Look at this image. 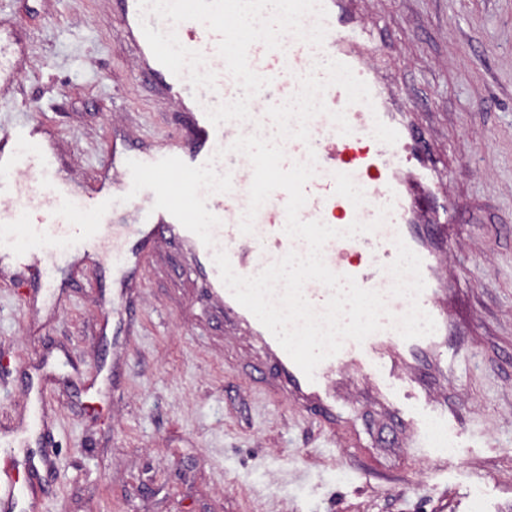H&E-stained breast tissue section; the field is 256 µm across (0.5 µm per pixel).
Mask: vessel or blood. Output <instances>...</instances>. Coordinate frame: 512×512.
Here are the masks:
<instances>
[{
    "mask_svg": "<svg viewBox=\"0 0 512 512\" xmlns=\"http://www.w3.org/2000/svg\"><path fill=\"white\" fill-rule=\"evenodd\" d=\"M327 11L324 21L326 36L322 45L308 44L295 36L283 39L278 50L267 49L257 42L248 50L252 70L269 77L267 93L253 97L247 122L227 121L213 125L207 109L240 96L241 90L228 73L217 47L220 37L198 21L178 25L155 15H142L138 0H114L116 11L132 33H141L142 22L155 29L175 30L180 42L188 49L201 52L208 71L216 75L215 89L194 88L187 77L175 76L162 64H155L154 75L168 82L179 107L188 111L189 135L175 148H161L137 154V161L153 163L174 156L191 166L213 163L215 169L229 172L232 189L227 193L206 194V204L220 220L212 230L213 246H206L197 235L184 228L166 211L155 209V195L144 190L132 193V176L127 166L128 156L113 153L112 179L94 206L106 213L117 206L121 197L134 194V221L116 224L111 236H104L100 225L87 223L85 207L77 203L59 182L60 168L54 154L42 147L37 128L23 122L0 131V258L25 264L34 270L41 287H51L55 273L69 256L70 249L105 251L112 257V273L120 283H127L128 272L139 264V254L156 249L168 237L180 238L194 251L202 254L206 275L218 286L226 307L243 316L245 322L257 329L265 346L266 356L278 372V389L301 408L322 410L335 417L345 385L360 379L371 381L387 410L397 417L404 429V447L417 456L432 458L437 450L430 440V428L447 425L448 406L431 393L413 386L406 371L417 354H427L431 363L448 361V317L436 301L431 286L432 271L442 262V248L420 244L412 218L401 191L400 174L408 162L401 144L387 145L373 136L375 121L392 124L381 91L375 82L370 65L372 55L371 31L363 24L345 19L339 11L338 0H321ZM334 59L351 67L354 74L367 83L371 104L348 103L343 88L331 86L323 94L327 113L315 116L309 123L310 140L283 141L285 165L305 161L308 152H315L314 175L304 190L307 202L300 211L304 221H328L331 214L341 213L344 225L374 221L380 208L390 212L375 232L352 238H334L323 247V259L334 273L354 277L362 288L384 295L388 310L396 316L405 314L407 300L391 295L393 278L387 267L397 256L396 239H403L422 260L421 274L427 285L419 296L421 308L433 317V334L411 340L379 330L363 342L344 341L341 350L321 362L313 377H306L266 328L240 305L230 290L224 287L214 262L216 251H225L233 270L241 276L258 274L288 252L306 254L307 243L284 233L285 206L288 195L274 191L259 209L254 231L243 234L239 222L248 207L249 188L253 171L249 159L231 151V144L243 134L261 132L273 137L274 126L266 116L271 103H283L300 87V79L312 70L313 60ZM344 111L350 134L339 133L330 118L331 112ZM33 173L46 187L45 195L26 197L24 209L11 207L14 197L26 196L21 173ZM136 238L139 247L127 248L128 238ZM20 469L15 455L0 453V512H15L20 502L33 501L36 494L37 465H28L30 478L19 485Z\"/></svg>",
    "mask_w": 512,
    "mask_h": 512,
    "instance_id": "1",
    "label": "vessel or blood"
}]
</instances>
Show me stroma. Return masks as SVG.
Wrapping results in <instances>:
<instances>
[{"label":"stroma","mask_w":512,"mask_h":512,"mask_svg":"<svg viewBox=\"0 0 512 512\" xmlns=\"http://www.w3.org/2000/svg\"><path fill=\"white\" fill-rule=\"evenodd\" d=\"M345 16L377 23L372 68L448 186L409 185L415 209L455 215L418 225L447 249L440 299L461 352L415 372L448 406L447 466L400 447L367 385L347 389V423L292 405L170 241L128 292L92 254L48 290L0 267V449L51 458L39 512H512V0H345ZM0 32L17 69L0 129L41 124L74 195H97L113 149L177 142L182 115L135 71L107 0H0ZM26 382L51 418L25 447Z\"/></svg>","instance_id":"stroma-1"}]
</instances>
